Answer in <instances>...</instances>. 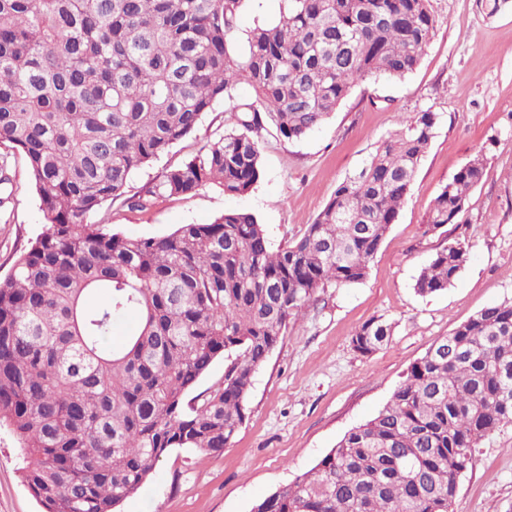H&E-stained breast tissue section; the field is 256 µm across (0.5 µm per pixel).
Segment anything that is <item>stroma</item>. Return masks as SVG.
I'll return each instance as SVG.
<instances>
[{"instance_id":"obj_1","label":"stroma","mask_w":512,"mask_h":512,"mask_svg":"<svg viewBox=\"0 0 512 512\" xmlns=\"http://www.w3.org/2000/svg\"><path fill=\"white\" fill-rule=\"evenodd\" d=\"M435 34L418 68L404 80L371 78L318 129L299 141L275 128L260 143L261 176L231 195L215 185L162 197L147 211L113 203L111 222L129 238L160 237L182 224H207L247 211L266 229L272 250L291 244L313 223L337 185L357 172L390 133L417 113L439 121L400 209L366 278L328 286L292 318L253 378L246 417L223 451L172 449L138 493L116 512H251L253 504L311 469L355 426L373 417L432 343L483 308L512 302V6L488 16L481 0H430ZM216 101L197 130L132 173L129 192L197 154L224 130ZM483 155L482 182L459 223L432 228L433 199L468 160ZM9 198L0 208V277L43 230L37 195L22 157L12 161ZM468 244L454 283L421 296L414 284L442 247ZM380 318L388 342L363 355L353 333ZM27 457L0 428V512H42L23 480ZM450 512H512V425L474 452Z\"/></svg>"}]
</instances>
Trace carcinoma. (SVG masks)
Wrapping results in <instances>:
<instances>
[{
	"instance_id": "obj_1",
	"label": "carcinoma",
	"mask_w": 512,
	"mask_h": 512,
	"mask_svg": "<svg viewBox=\"0 0 512 512\" xmlns=\"http://www.w3.org/2000/svg\"><path fill=\"white\" fill-rule=\"evenodd\" d=\"M238 38L242 0H0V147L22 155L45 220L0 279V427L26 449L44 512H114L173 448L230 443L254 373L318 290L362 281L410 193L439 115L420 112L344 179L274 253L247 212L162 237L112 230L106 204L260 177L267 126L301 140L371 77L403 80L435 33L429 0H287ZM248 84L254 97L238 94ZM232 128L128 194L131 174L193 133L217 99ZM478 154L433 201L457 224L482 181ZM469 247L451 243L414 289L444 291ZM129 312L135 333L112 340ZM390 325L352 335L364 355ZM220 357L224 380L186 407ZM512 423V303L480 310L413 363L387 404L252 512H450L474 449Z\"/></svg>"
}]
</instances>
